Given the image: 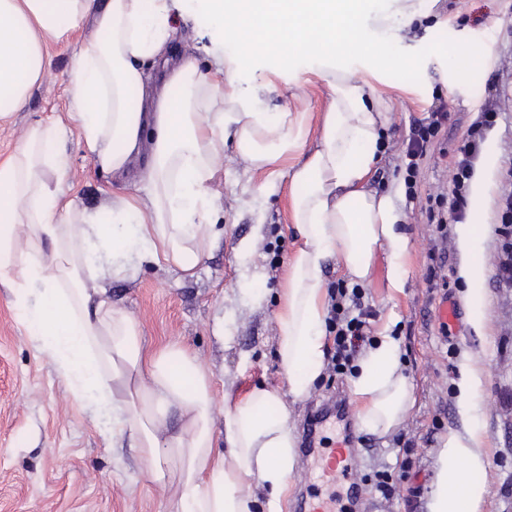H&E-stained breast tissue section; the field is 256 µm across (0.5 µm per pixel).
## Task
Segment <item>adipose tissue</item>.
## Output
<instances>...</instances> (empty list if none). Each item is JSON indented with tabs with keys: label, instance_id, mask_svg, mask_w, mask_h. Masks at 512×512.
Wrapping results in <instances>:
<instances>
[{
	"label": "adipose tissue",
	"instance_id": "obj_1",
	"mask_svg": "<svg viewBox=\"0 0 512 512\" xmlns=\"http://www.w3.org/2000/svg\"><path fill=\"white\" fill-rule=\"evenodd\" d=\"M172 2L0 0V119L21 111L43 78L50 65L46 41L92 14L105 38L73 65V97L82 109L72 121L100 169L123 178L133 160L143 162L141 194L113 192L107 224L62 199L59 185L69 165L60 127L29 126L0 163V283L12 288L72 396L108 415L113 437L136 448L144 473L168 490L171 512H256L260 488L269 512H277L296 467L283 395L252 388L225 409L224 426L216 428L197 354L177 343L143 352L136 321L113 308L97 282L124 273L131 253L193 274L220 207L218 197L201 189L215 178L227 141L235 142L249 172L264 174L267 189L281 177V163L291 161L297 248L276 314L277 355L287 395H308L325 353L324 262L338 258L350 278L362 281L377 250L390 245L388 279L398 289L407 245L389 195L372 187L388 105L370 81L334 59L368 53V28L386 29L394 17L411 21L419 12L413 0H398L395 14L374 16L363 0H202L227 35L237 36L243 24L274 31L316 63L331 94L310 150L306 113L258 110L271 85L242 83L246 58L216 57L205 73L191 53L173 58L181 32ZM175 83L182 88L176 100L168 93ZM215 98L222 107L202 111ZM353 384L360 422L370 432H391L413 404L391 337L368 350ZM275 403L279 411L269 413ZM487 465L479 432L450 435L438 455L431 512H477L486 487L464 474Z\"/></svg>",
	"mask_w": 512,
	"mask_h": 512
}]
</instances>
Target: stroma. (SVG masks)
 <instances>
[{
    "instance_id": "stroma-1",
    "label": "stroma",
    "mask_w": 512,
    "mask_h": 512,
    "mask_svg": "<svg viewBox=\"0 0 512 512\" xmlns=\"http://www.w3.org/2000/svg\"><path fill=\"white\" fill-rule=\"evenodd\" d=\"M100 38L89 17L63 40L48 42V75L24 109L0 123V161L29 125L62 126L69 159L64 198L89 212L107 202L116 179L93 163L68 118L74 109L70 78L76 57ZM224 49L250 61L243 82L273 78V90L262 97L264 111L307 112L308 142L316 144L329 89L310 57L280 46L273 37L228 39ZM375 53L385 60L377 70L371 60L348 54L337 64L371 77L389 103L375 185L390 194L408 248L402 288L389 285L392 249L387 245L378 250L368 279L357 286L372 308L371 339L388 335L399 345L413 406L388 434L364 430L352 384L359 364L355 358L338 374L321 373L307 397L286 398L288 421L297 431L312 407L345 400L361 448L356 466L363 498L348 499L345 488L324 474L322 451L340 441L343 432L341 424L331 421L320 430L319 452L298 454L279 509L290 512L307 495L333 499L335 512H430L438 454L449 432L464 437L476 429L485 437L489 460L475 476L486 486L478 512H512V291L497 287L492 264L500 245L498 198L512 168V0H433L427 16L379 36ZM297 71L308 80L300 100L291 96ZM447 77L454 88L444 85ZM492 98L504 104L482 144L495 155L488 198L483 209H468L464 221L452 227L456 239L466 226L485 229L477 240L484 296L483 323L477 326L467 299L470 284L461 274L465 256L460 248H452L448 257L447 289L427 286L435 228L425 208L428 195L446 180L448 157L456 155ZM440 99L453 106L439 137L441 147L407 170L402 142ZM263 181V176H249L234 145L225 146L221 168L208 185L221 199L216 221L222 233L194 276L139 263L130 274L102 283L113 305L136 319L144 350L177 341L198 354L219 426L225 409L251 388H287L277 355L276 312L295 248L291 184L285 177L265 191ZM445 299L457 309L456 321L447 324L439 317ZM471 364L481 366L482 385L465 401L458 384ZM108 426L107 418L72 397L51 360L36 349L12 290L0 285V512H169L167 492L142 473L136 449L107 437ZM383 482L391 490L386 500L377 490Z\"/></svg>"
}]
</instances>
